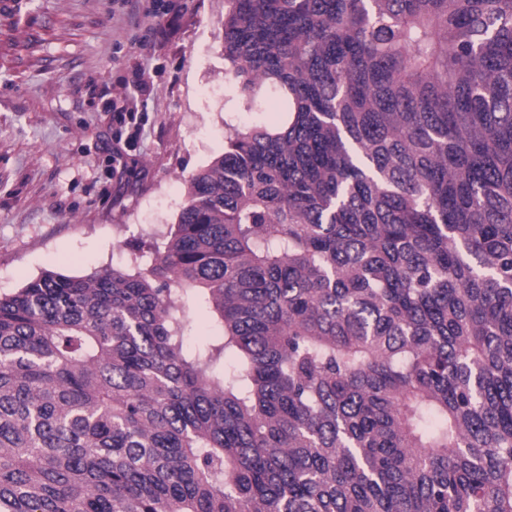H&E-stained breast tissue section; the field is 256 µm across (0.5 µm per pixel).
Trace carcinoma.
Wrapping results in <instances>:
<instances>
[{
	"label": "carcinoma",
	"instance_id": "carcinoma-1",
	"mask_svg": "<svg viewBox=\"0 0 512 512\" xmlns=\"http://www.w3.org/2000/svg\"><path fill=\"white\" fill-rule=\"evenodd\" d=\"M225 2L270 118L146 267L0 295V512H512V0ZM185 345L194 349L222 335L220 327H210V310L208 306L197 300H190L184 319Z\"/></svg>",
	"mask_w": 512,
	"mask_h": 512
}]
</instances>
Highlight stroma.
I'll use <instances>...</instances> for the list:
<instances>
[{"instance_id": "1", "label": "stroma", "mask_w": 512, "mask_h": 512, "mask_svg": "<svg viewBox=\"0 0 512 512\" xmlns=\"http://www.w3.org/2000/svg\"><path fill=\"white\" fill-rule=\"evenodd\" d=\"M224 0H0V294L150 264L224 151ZM149 89L137 91L141 73ZM188 303L185 345L216 340Z\"/></svg>"}]
</instances>
